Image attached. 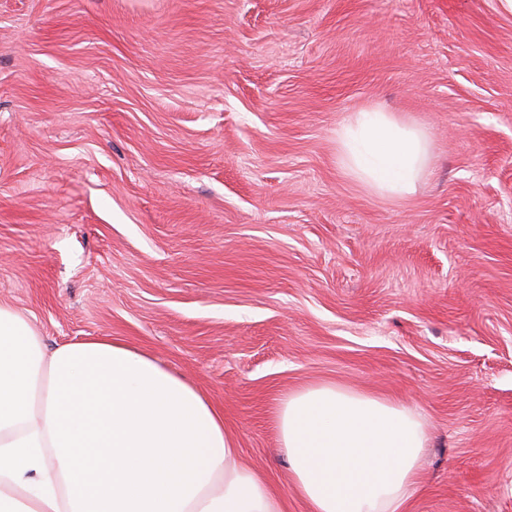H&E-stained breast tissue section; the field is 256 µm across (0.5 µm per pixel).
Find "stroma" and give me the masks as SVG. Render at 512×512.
Masks as SVG:
<instances>
[{"mask_svg":"<svg viewBox=\"0 0 512 512\" xmlns=\"http://www.w3.org/2000/svg\"><path fill=\"white\" fill-rule=\"evenodd\" d=\"M423 126L402 200L336 131ZM0 303L204 389L288 512L272 410L425 423L408 512H512V14L496 0H0Z\"/></svg>","mask_w":512,"mask_h":512,"instance_id":"35a3bbf8","label":"stroma"}]
</instances>
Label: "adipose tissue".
<instances>
[{
    "instance_id": "obj_1",
    "label": "adipose tissue",
    "mask_w": 512,
    "mask_h": 512,
    "mask_svg": "<svg viewBox=\"0 0 512 512\" xmlns=\"http://www.w3.org/2000/svg\"><path fill=\"white\" fill-rule=\"evenodd\" d=\"M344 172L403 199L426 173L425 131L364 108L337 131ZM307 512H406L425 443L410 407L334 383L275 411ZM197 385L108 336L46 350L0 304V512H284Z\"/></svg>"
}]
</instances>
